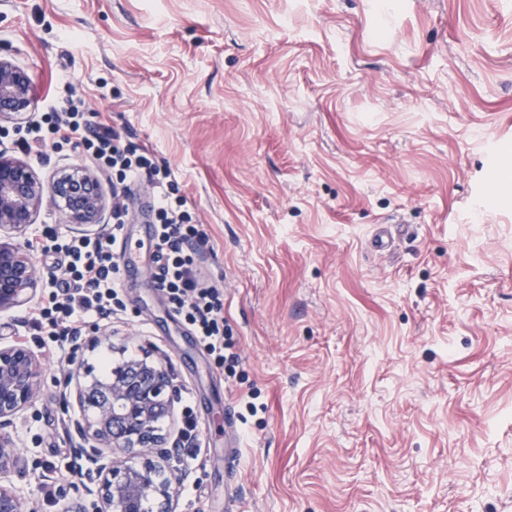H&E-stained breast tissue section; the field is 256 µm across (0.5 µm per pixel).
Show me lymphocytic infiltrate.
I'll use <instances>...</instances> for the list:
<instances>
[{"label":"lymphocytic infiltrate","mask_w":512,"mask_h":512,"mask_svg":"<svg viewBox=\"0 0 512 512\" xmlns=\"http://www.w3.org/2000/svg\"><path fill=\"white\" fill-rule=\"evenodd\" d=\"M83 109L84 102L79 99L66 111L44 113L42 125L31 130L25 145L40 149L50 135L61 142L78 139L85 156L115 178L112 224L94 238L46 231L29 240L36 254L60 257L64 276L46 288L31 308L26 325L41 339L73 349L87 325L110 317L114 308L122 307L119 247L128 217L124 199L130 186L145 178L155 193V248L161 264L154 278L171 310L191 328L215 368L234 371L239 356L224 318V292L207 285L200 268L207 233L194 223L186 198L173 186L168 167L158 164L149 151L123 146L119 134L109 127L88 130Z\"/></svg>","instance_id":"lymphocytic-infiltrate-1"}]
</instances>
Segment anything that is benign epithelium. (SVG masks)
<instances>
[{
	"label": "benign epithelium",
	"instance_id": "1",
	"mask_svg": "<svg viewBox=\"0 0 512 512\" xmlns=\"http://www.w3.org/2000/svg\"><path fill=\"white\" fill-rule=\"evenodd\" d=\"M30 77L11 60L0 56V119L30 109ZM55 200L62 203L64 223L97 224L104 210L99 182L88 170L59 176L52 184ZM43 186L23 161L0 151V231L25 230L41 202ZM36 282V271L21 248L0 241V310L23 301ZM40 363L24 344L0 347V423L32 402L38 388ZM169 381L163 369L133 358L122 372L104 380L80 385V397L88 412L78 424L89 462L87 482L101 495L78 503L72 512H135L147 495L162 493L151 470L137 471L112 456L121 448L144 454L157 447L155 422L170 413ZM9 461L0 452V512H23L24 488L6 478Z\"/></svg>",
	"mask_w": 512,
	"mask_h": 512
}]
</instances>
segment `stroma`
Segmentation results:
<instances>
[{"instance_id":"35a3bbf8","label":"stroma","mask_w":512,"mask_h":512,"mask_svg":"<svg viewBox=\"0 0 512 512\" xmlns=\"http://www.w3.org/2000/svg\"><path fill=\"white\" fill-rule=\"evenodd\" d=\"M0 55L33 99L0 123V151L43 185L87 164L72 143L18 145L70 94L90 127L169 163L241 355L235 377L217 370L144 263L76 359L28 338L40 384L0 435L33 512L87 496L61 481L48 505L39 489L47 461L81 447L68 377L103 350L167 372L161 450L126 462L184 473L207 512L230 491L238 512H512V0H0ZM386 218L410 234L381 255L369 238ZM111 221L64 223L47 195L33 229ZM33 264L25 302L0 311L2 346L57 262ZM184 396L203 440L185 471L171 454Z\"/></svg>"}]
</instances>
